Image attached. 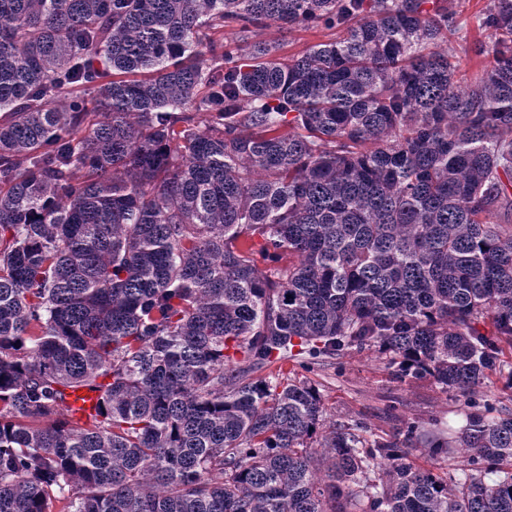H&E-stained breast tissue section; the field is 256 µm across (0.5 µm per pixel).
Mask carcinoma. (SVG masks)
I'll return each mask as SVG.
<instances>
[{"mask_svg": "<svg viewBox=\"0 0 512 512\" xmlns=\"http://www.w3.org/2000/svg\"><path fill=\"white\" fill-rule=\"evenodd\" d=\"M456 7L0 0V512H512V412L369 441L255 376L374 349L512 386V0L472 76L438 51ZM232 24L336 37L240 64ZM455 458L450 459L448 462H443L441 460L436 459L435 457H432L428 455L427 452L421 451V450H413L409 457L408 461L413 464L415 467L423 468V469H430L433 470L435 473H438L440 475H443V472L448 471V465L451 464L455 470L453 472L456 475L462 474V469L464 468V458H462V454H456L454 455Z\"/></svg>", "mask_w": 512, "mask_h": 512, "instance_id": "carcinoma-1", "label": "carcinoma"}]
</instances>
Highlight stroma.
Returning a JSON list of instances; mask_svg holds the SVG:
<instances>
[{"label":"stroma","instance_id":"stroma-1","mask_svg":"<svg viewBox=\"0 0 512 512\" xmlns=\"http://www.w3.org/2000/svg\"><path fill=\"white\" fill-rule=\"evenodd\" d=\"M459 2L458 32L451 45L464 67L474 73L480 70L482 59L472 48L488 38L478 23L487 0ZM261 37L276 43L278 57L289 60L328 42L332 34L318 27L296 25L265 29ZM311 378L323 398L328 423L364 422L371 439L393 435L407 419L421 420L427 428L446 434L456 433L465 422L467 409L452 392L443 391L428 379L394 380L384 355L373 350L337 357L334 365L316 369Z\"/></svg>","mask_w":512,"mask_h":512}]
</instances>
